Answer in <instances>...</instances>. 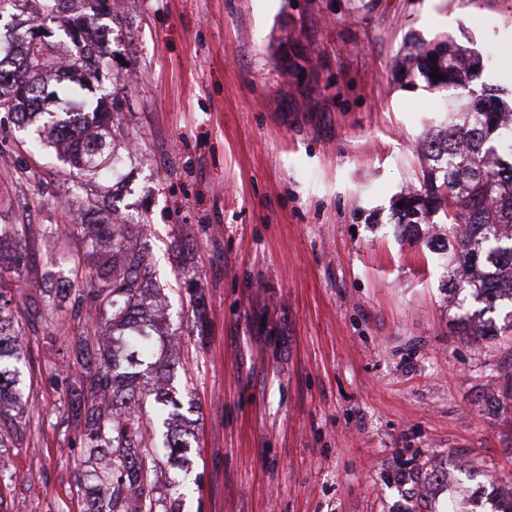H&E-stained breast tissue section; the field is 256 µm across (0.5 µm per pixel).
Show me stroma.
Returning a JSON list of instances; mask_svg holds the SVG:
<instances>
[{
  "mask_svg": "<svg viewBox=\"0 0 512 512\" xmlns=\"http://www.w3.org/2000/svg\"><path fill=\"white\" fill-rule=\"evenodd\" d=\"M114 55L99 91L120 112V175L68 191L0 112V225L17 224L25 413L0 447V512H88L95 468L68 416L76 370L47 312L71 279L58 235L119 201L150 244L179 333L165 387L192 433L186 470L150 463L175 512H427L433 470L470 462L478 492L512 476V335L456 336L442 214L401 235L424 181L421 141L448 98L393 65L445 36L486 55L512 100V0H107Z\"/></svg>",
  "mask_w": 512,
  "mask_h": 512,
  "instance_id": "obj_1",
  "label": "stroma"
}]
</instances>
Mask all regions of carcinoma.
<instances>
[{"mask_svg": "<svg viewBox=\"0 0 512 512\" xmlns=\"http://www.w3.org/2000/svg\"><path fill=\"white\" fill-rule=\"evenodd\" d=\"M28 13L29 26L20 39L17 58L0 57V110L17 118L28 129L26 143L35 153L53 149L58 159L76 169L71 194L80 197L85 179H110L116 164L112 143V106L102 103L95 112H69L51 109L70 95V86L60 82L54 89L37 82L33 73L52 65L51 45L33 30L46 20L56 19L60 0H33ZM97 12L82 13L70 19L67 35L85 42L71 67L83 86L100 82L109 69L110 34L100 32ZM400 68L409 76L418 72L432 88L465 87L478 77L470 51L448 36L404 55ZM443 75L436 79L432 74ZM422 151L427 162L420 190L402 201L396 223L406 228L427 223V217L441 212L447 220L446 233L439 246L448 250L455 265L448 269L450 291L462 293L454 318L458 335L471 341L486 340L512 330V107L501 109L492 89L448 113V126L429 131ZM82 229V247L104 253L95 268L85 271L73 262L74 279L58 286L48 302L59 306L70 298L79 282L89 285L75 301L77 314H85L84 327L112 313V323L134 332L120 342V349L98 348L88 340L73 346L80 377L88 390L70 391V408L82 427L85 448L98 457L95 471L99 480L93 512H168L157 510L150 470L145 465L150 438L140 422L136 391L123 386L127 381H151L153 369L136 371L140 359L150 354L143 316L144 286L154 276L153 253L148 245L132 246L125 236V225L112 223L108 212L98 224H74L65 228L72 239ZM483 304L474 312L467 299ZM0 293V393L15 386L17 374L28 362V353L14 341V313ZM511 308L507 323L499 326L489 314L501 305ZM157 415L163 418L166 434L163 449L176 459L190 448L191 433L169 428L166 403L155 398Z\"/></svg>", "mask_w": 512, "mask_h": 512, "instance_id": "1", "label": "carcinoma"}]
</instances>
